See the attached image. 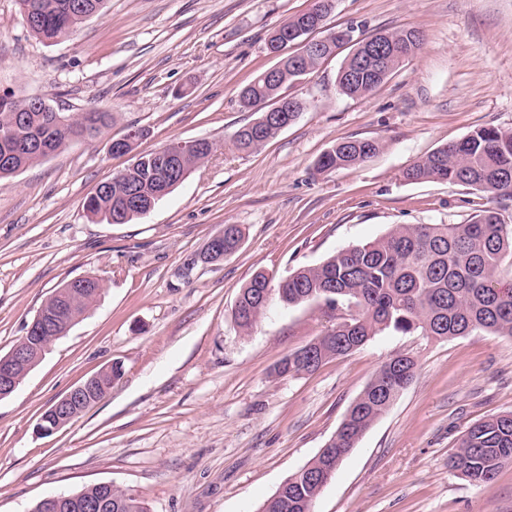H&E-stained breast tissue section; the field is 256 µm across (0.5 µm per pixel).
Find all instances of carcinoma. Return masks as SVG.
Wrapping results in <instances>:
<instances>
[{
  "label": "carcinoma",
  "mask_w": 512,
  "mask_h": 512,
  "mask_svg": "<svg viewBox=\"0 0 512 512\" xmlns=\"http://www.w3.org/2000/svg\"><path fill=\"white\" fill-rule=\"evenodd\" d=\"M76 0H17L18 7L32 9L34 22L28 28L35 38L54 43L72 34L84 21ZM330 0H316L306 12L288 19V28L325 27ZM391 40L374 34L372 44L387 47L383 63L372 73L350 78L342 71L353 68L359 55V40L350 46L336 82L349 97H363L385 83L402 63L416 55L423 38L414 28L390 32ZM296 80L286 72L277 84L252 82L242 95L259 102L279 100L280 89ZM54 107L24 113L23 145L10 147L14 163L0 166V180L9 178L74 141L91 142L112 126V113L91 107L68 115L63 123L51 120ZM279 129H263L255 122L238 129L232 144L242 153L258 150ZM382 148L376 139H347L325 151L315 164L319 174L354 168L374 157ZM144 161L125 168V191L136 192L138 203L126 205L125 196L111 190L84 209L108 223L122 213L128 223L144 215L169 195L173 183L157 174ZM402 177L410 183L441 182L483 192L501 205L512 201V129L478 127L461 140L440 147L414 161ZM243 231L236 224L224 225V252L236 251ZM512 256V225L503 222L496 208H487L464 224H398L372 242L338 250L322 263L298 269L287 280L270 286V278L258 273L241 288L232 319L243 331L251 330L273 300L291 306L324 301L330 308L347 305L348 314L315 338L322 361L314 366L298 363L299 348L277 366L281 376L309 374L325 363L348 356L372 338L386 333H419L436 339L466 336L484 331L512 337V284L503 281L499 266L505 255ZM101 291L85 288L77 304L68 310L69 320L77 322L97 302ZM70 289L58 288L45 300L48 312L64 307ZM417 363L399 354L383 362L363 392L350 406L330 439L331 450L318 453L304 469L281 484L260 506L262 512H313L320 495L321 477L336 467L355 447L359 438L391 406L415 376ZM512 463V412L500 414L470 426L461 436L448 467L481 486L494 480L499 470ZM99 495L95 485L69 493L61 512H84L80 503ZM109 512H149L145 502L118 488L112 489Z\"/></svg>",
  "instance_id": "1"
}]
</instances>
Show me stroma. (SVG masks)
<instances>
[{
  "label": "stroma",
  "instance_id": "1",
  "mask_svg": "<svg viewBox=\"0 0 512 512\" xmlns=\"http://www.w3.org/2000/svg\"><path fill=\"white\" fill-rule=\"evenodd\" d=\"M314 0H106L53 44L0 0V92L55 109L111 112L110 129L0 181V355L42 302L86 274L104 290L11 395L0 399V512L109 482L150 512H258L318 454L378 367L417 370L318 496L314 512H512V463L477 486L449 469L464 431L512 411V338L385 333L318 371L276 366L335 324L324 302H275L251 331L232 309L260 270L283 279L398 224H460L482 192L409 183L403 170L480 126L512 129V0H333L331 27L370 35L419 28L423 47L368 96L340 93L330 56L285 96L307 111L251 154L233 133L259 117L240 90L276 63L269 34ZM149 153L206 139L200 167L146 215L88 219L84 201L130 159L109 151L128 126ZM345 138L383 151L323 174ZM244 231L224 261L201 260L224 225ZM117 363L104 398L49 435L36 425L73 387Z\"/></svg>",
  "mask_w": 512,
  "mask_h": 512
}]
</instances>
